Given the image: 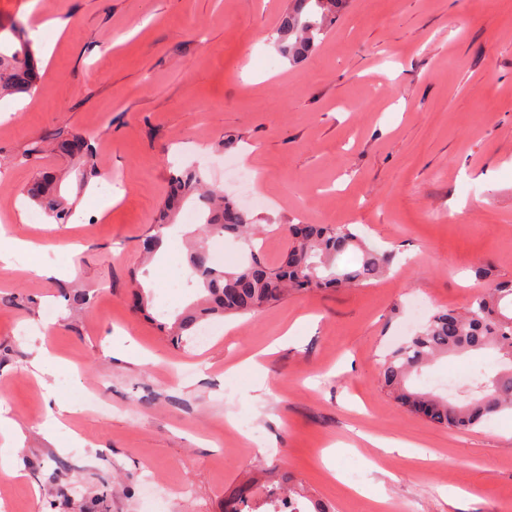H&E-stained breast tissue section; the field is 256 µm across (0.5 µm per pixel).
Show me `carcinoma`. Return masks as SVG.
<instances>
[{
  "label": "carcinoma",
  "mask_w": 512,
  "mask_h": 512,
  "mask_svg": "<svg viewBox=\"0 0 512 512\" xmlns=\"http://www.w3.org/2000/svg\"><path fill=\"white\" fill-rule=\"evenodd\" d=\"M346 0H294L277 28L276 45L283 57L301 62L311 55L336 23V14ZM40 76L32 50L30 28L19 21L0 25V97L30 94ZM58 151L79 156L84 172L96 175L91 138L81 133H58ZM45 152L41 139L29 143L16 157L19 165L36 162ZM63 175L39 172L25 193L42 205L46 215L58 224L67 223L72 207L57 192ZM190 197L198 199L203 222L191 232L189 252L191 278L200 290L196 301L164 325L167 335L181 339L196 334L200 323L230 315H246L280 302L290 293L316 289L360 287L385 276L396 254L377 251L366 244L359 230L349 224H290V245L280 262L267 266L254 243L255 232L246 211L224 195L205 185L203 175L188 170L172 177L163 209L175 214ZM163 224L143 235L141 248L154 255L162 244ZM230 235L243 245L241 263L231 271L215 265L207 241ZM512 281L494 282L473 297L464 312L454 309L433 314L420 331L390 350L381 361V387L406 412L450 430H471L492 415L512 410ZM492 348L503 369L477 387L463 405L407 385L413 372L450 352ZM306 498L314 512L326 509L304 489L287 485V480L271 476L250 480L224 496V512H245L249 504L274 501L283 512H297L296 499Z\"/></svg>",
  "instance_id": "1"
}]
</instances>
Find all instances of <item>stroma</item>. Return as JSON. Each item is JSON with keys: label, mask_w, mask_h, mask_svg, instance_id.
Segmentation results:
<instances>
[{"label": "stroma", "mask_w": 512, "mask_h": 512, "mask_svg": "<svg viewBox=\"0 0 512 512\" xmlns=\"http://www.w3.org/2000/svg\"><path fill=\"white\" fill-rule=\"evenodd\" d=\"M291 4L0 0V23L28 22L53 46L39 90L0 114V227L37 246L0 268V412L22 431V474L0 476L10 512H224L225 493L265 471L293 475L330 512H379L377 496L414 512H512L511 412L452 431L378 385L411 301L459 310L484 285L477 267L512 278V0H347L300 63L274 41ZM65 125L91 135L98 176L55 150L17 165L28 141ZM229 134L235 146L218 149ZM227 160L267 197L249 212L267 264L288 247L286 225L353 224L397 251L391 273L214 319L207 345L173 346L152 316L164 297L177 313L195 297L163 279L165 263L187 265L186 243L165 230L148 262L139 240L173 172L195 166L220 188ZM39 171L66 172L75 219L20 222ZM29 263L61 275L32 277ZM64 288L86 304L69 308ZM296 320L288 345L264 354ZM109 337L128 356L106 352ZM41 347L61 364L47 388L32 374ZM251 355L258 370L240 366ZM58 400L79 410L49 440Z\"/></svg>", "instance_id": "1"}]
</instances>
